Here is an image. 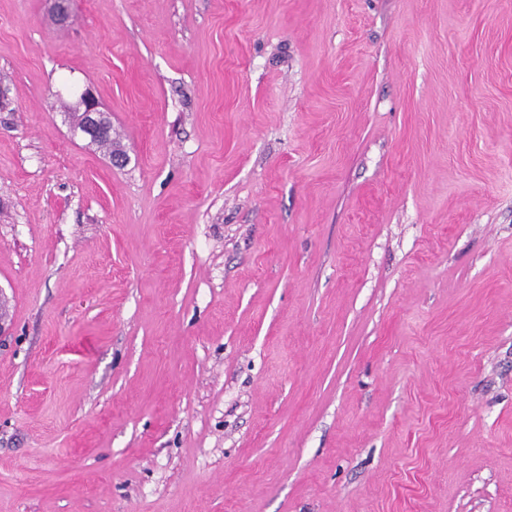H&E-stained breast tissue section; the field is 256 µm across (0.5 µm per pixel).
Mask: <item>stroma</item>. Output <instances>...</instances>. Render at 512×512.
I'll return each mask as SVG.
<instances>
[{"mask_svg": "<svg viewBox=\"0 0 512 512\" xmlns=\"http://www.w3.org/2000/svg\"><path fill=\"white\" fill-rule=\"evenodd\" d=\"M52 5L0 0V512H512V0ZM81 105L83 106V112H77L76 110L74 112H66L69 125L73 131L79 130L85 135L87 129L90 133L99 134L108 128L106 116L100 110L99 103L89 91H85L82 94ZM84 113L88 119L87 128L84 123Z\"/></svg>", "mask_w": 512, "mask_h": 512, "instance_id": "35a3bbf8", "label": "stroma"}]
</instances>
